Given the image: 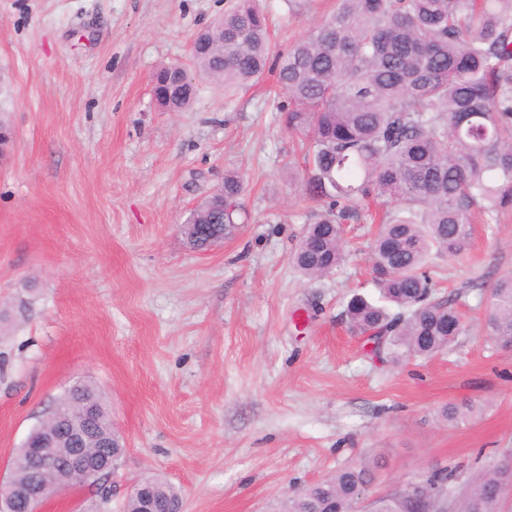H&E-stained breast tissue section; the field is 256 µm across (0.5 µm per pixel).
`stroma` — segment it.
Returning <instances> with one entry per match:
<instances>
[{
    "mask_svg": "<svg viewBox=\"0 0 512 512\" xmlns=\"http://www.w3.org/2000/svg\"><path fill=\"white\" fill-rule=\"evenodd\" d=\"M234 0H0V476L72 384L91 381L126 452L104 484L108 512L154 475L183 512H273L286 492L345 467L371 474L370 503L437 468L464 487L512 455V349L489 340L486 305L512 273V210L477 225L458 260L431 257L437 297L465 331L447 352L383 361L343 317L377 297L374 225L344 227L345 264L306 279L289 255L306 202L274 80L225 98L197 77L188 111L155 104L150 76L190 64L195 34ZM288 47L333 0H264ZM240 173L247 213L224 242L190 249L191 209ZM481 408L468 423L449 403ZM440 418L449 426L467 422L474 415V406L470 403L449 404L440 410Z\"/></svg>",
    "mask_w": 512,
    "mask_h": 512,
    "instance_id": "35a3bbf8",
    "label": "stroma"
}]
</instances>
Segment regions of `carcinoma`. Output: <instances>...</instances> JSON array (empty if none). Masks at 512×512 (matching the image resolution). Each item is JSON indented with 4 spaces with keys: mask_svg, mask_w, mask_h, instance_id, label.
<instances>
[{
    "mask_svg": "<svg viewBox=\"0 0 512 512\" xmlns=\"http://www.w3.org/2000/svg\"><path fill=\"white\" fill-rule=\"evenodd\" d=\"M196 71L224 83V96L259 82L266 70L288 98L278 106L288 130L304 140L303 167L288 166L302 196L320 208L290 256L308 279L335 271L346 259L342 224L363 217L380 227L367 260L380 301L350 298L344 310L357 334L381 339L378 351L394 362L430 359L463 330L449 300L433 296L425 269L435 253L456 259L473 244V212L496 224L512 209V0H336V8L282 50L275 47L259 0H237L211 28L195 36ZM197 92L188 77L182 93L160 101L186 111ZM224 205L200 204L199 227L182 234L193 249H209L243 223V177L224 176ZM489 338H512V274L491 291L485 320ZM92 401L99 425L87 448L108 446L120 461L122 442L99 387L78 383L56 400L11 457L0 495L13 484L39 481L61 489L39 471L28 448L45 431L59 430L79 402ZM474 415L470 403L441 408L450 426ZM448 477L433 472L374 502L376 512H416L413 495L444 501ZM369 482L364 468H345L291 491L281 512H353ZM163 497L181 495L166 480L140 481ZM512 496V466H495L453 497L455 512H500Z\"/></svg>",
    "mask_w": 512,
    "mask_h": 512,
    "instance_id": "1",
    "label": "carcinoma"
}]
</instances>
